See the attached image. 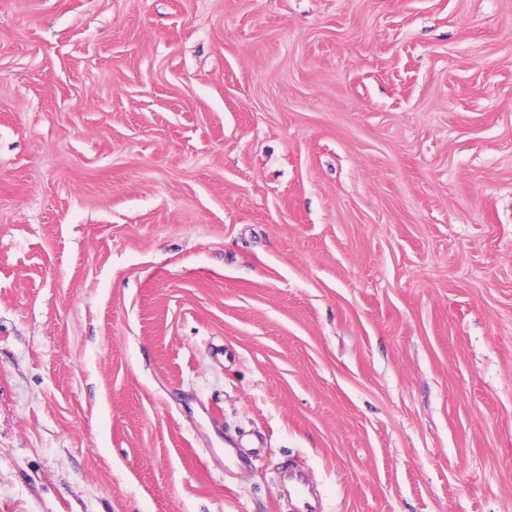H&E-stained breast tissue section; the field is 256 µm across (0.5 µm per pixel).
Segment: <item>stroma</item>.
<instances>
[{
	"instance_id": "35a3bbf8",
	"label": "stroma",
	"mask_w": 512,
	"mask_h": 512,
	"mask_svg": "<svg viewBox=\"0 0 512 512\" xmlns=\"http://www.w3.org/2000/svg\"><path fill=\"white\" fill-rule=\"evenodd\" d=\"M293 460L512 512V0H0V512Z\"/></svg>"
}]
</instances>
